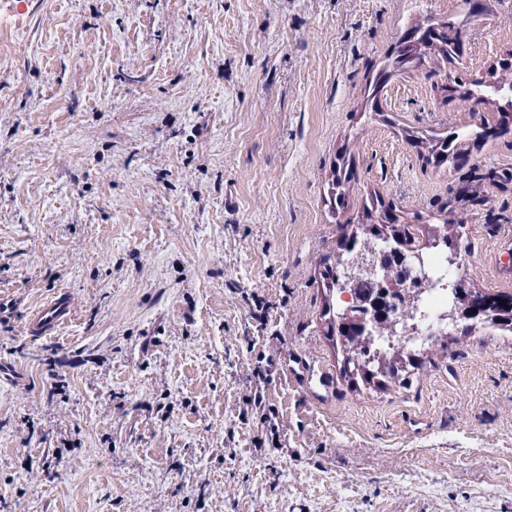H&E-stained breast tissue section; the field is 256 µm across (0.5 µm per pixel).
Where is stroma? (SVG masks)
<instances>
[{"mask_svg": "<svg viewBox=\"0 0 512 512\" xmlns=\"http://www.w3.org/2000/svg\"><path fill=\"white\" fill-rule=\"evenodd\" d=\"M459 2L0 0V512H512V335L449 326L399 388L324 333L345 151L348 216L451 206L466 286L512 294V138L457 170L403 135L490 114L441 86L512 51V0L361 111ZM61 289L71 322L30 339ZM464 17V9L459 14L442 18L428 14L423 16L418 21L427 23L432 30L428 35L429 42L423 43L424 47L419 49L416 45H403L401 34L392 49L370 70L368 95L362 112H368V118L373 121H379L381 118L385 120L381 99L393 77L398 78L411 73L425 64H462L464 53L457 47L464 34L461 26L466 25L467 28L472 23L465 22ZM347 152H343L332 174L329 191L330 212L336 221L342 212L349 208V196L353 185L357 181V173L349 159H345Z\"/></svg>", "mask_w": 512, "mask_h": 512, "instance_id": "35a3bbf8", "label": "stroma"}]
</instances>
